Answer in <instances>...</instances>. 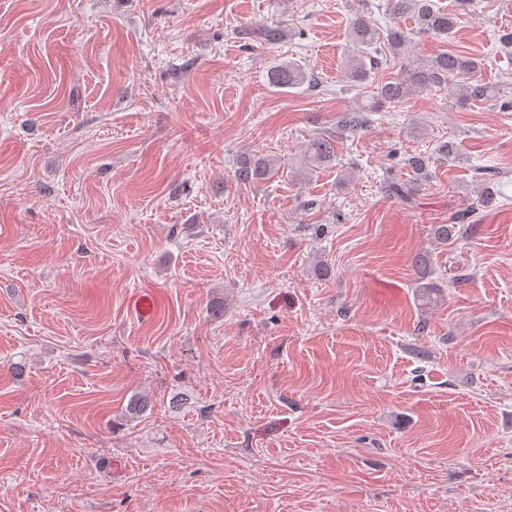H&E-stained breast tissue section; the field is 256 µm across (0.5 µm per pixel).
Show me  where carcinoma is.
I'll use <instances>...</instances> for the list:
<instances>
[{"mask_svg": "<svg viewBox=\"0 0 512 512\" xmlns=\"http://www.w3.org/2000/svg\"><path fill=\"white\" fill-rule=\"evenodd\" d=\"M387 7L394 19H413L414 28L405 30L395 23L383 29L364 11L354 13L350 22L353 49L345 55L342 77L350 89L370 99V103L340 113L336 117V133H319L309 139L304 150V165L309 170L334 158L337 135L367 131L373 124L372 113L378 111L379 102L398 104L417 91L442 90L460 83L466 100L472 103L494 102L503 111L512 110V99L481 78L482 60L461 50H445L424 62L409 57L408 46L413 38L429 35L446 38L451 35L458 25L457 11L438 8L435 0H388ZM269 79L271 85L279 89L305 84L312 88L318 86L314 74L294 62L282 63L271 69ZM430 164L431 158L421 153L404 159V166L419 179L428 177ZM277 174L278 170L267 160L245 156L239 161L235 181L246 187ZM507 178L509 171L505 169L489 165L474 167L471 186L475 199L472 206L457 215L454 223L434 226V239L446 243L459 232L458 225L480 223L483 212L491 209L496 201L498 186ZM385 188L390 197L410 208L416 207L417 199L411 184L392 176L387 178ZM413 266L417 270L422 293H430L432 284L428 279L432 271L429 258L417 255L413 258Z\"/></svg>", "mask_w": 512, "mask_h": 512, "instance_id": "1", "label": "carcinoma"}]
</instances>
